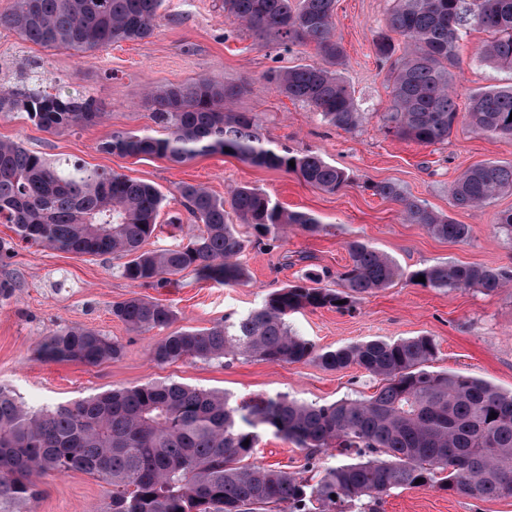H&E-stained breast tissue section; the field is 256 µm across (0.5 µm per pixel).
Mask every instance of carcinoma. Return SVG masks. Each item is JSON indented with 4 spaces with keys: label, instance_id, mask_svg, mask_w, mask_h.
<instances>
[{
    "label": "carcinoma",
    "instance_id": "obj_1",
    "mask_svg": "<svg viewBox=\"0 0 512 512\" xmlns=\"http://www.w3.org/2000/svg\"><path fill=\"white\" fill-rule=\"evenodd\" d=\"M388 27L409 51L394 58L395 44L373 38L378 61L390 63L391 106L387 133L422 145L448 138L458 113L453 69L461 33L482 28L493 35L481 60L512 68V0H393ZM165 0H16L0 26L46 49L89 53L151 37ZM224 16L283 49L314 45L321 64L278 71L268 81L305 103L336 128L361 122L350 87L338 67L344 50L333 27L335 0H223ZM239 90L209 77L153 90L152 118L162 129L114 131L100 149L118 157H152L185 163L224 153L257 167L293 173L306 184L336 192L350 176L312 152L277 146L255 118L230 108ZM24 112L41 130L60 134L103 121L91 96L68 86L47 92L0 89V112ZM471 128L512 137V86L470 96ZM295 166H290L289 161ZM399 202L405 220L434 237L464 243L471 236L394 183L368 185ZM192 227L185 243L145 251L156 232L165 196L155 186L115 170L52 161L15 141H0V223L10 224L31 246L77 256L125 259L121 275L139 286H165L192 269L226 286L246 282L239 257L290 227L310 235L324 230L317 217L289 211L255 187L224 198L193 184L178 187ZM512 192V163L470 167L451 187L453 206L474 208ZM350 264L336 273L341 289L323 288L329 273L308 270L298 283L276 289L261 306L210 328H188L165 337L153 359L260 358L314 362L329 370L359 367L383 381L365 400L332 404L286 397L231 401L225 394L178 382H148L102 395L25 408L0 388V512L37 494L35 478L81 471L112 486L109 512H343L345 503L378 502L399 488H440L477 498L512 497V393L488 382L428 369L436 356L430 336L371 339L319 348L294 333L288 317L302 309L349 312L357 300L404 276L390 256L367 242L347 243ZM443 291L479 288L494 293L512 279L497 269L442 262L413 271L410 280ZM112 316L130 331L162 330L176 319L171 305L130 296L112 304ZM119 342L84 326L50 331L38 354L45 362L97 366L120 357ZM497 417L490 418L491 414ZM272 431L315 455L330 448L347 460L328 466L315 482L281 468L251 463L262 433ZM421 483H415V480Z\"/></svg>",
    "mask_w": 512,
    "mask_h": 512
}]
</instances>
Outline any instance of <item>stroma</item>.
Returning <instances> with one entry per match:
<instances>
[{
  "label": "stroma",
  "mask_w": 512,
  "mask_h": 512,
  "mask_svg": "<svg viewBox=\"0 0 512 512\" xmlns=\"http://www.w3.org/2000/svg\"><path fill=\"white\" fill-rule=\"evenodd\" d=\"M392 0H336V36L344 49L341 72L363 114L358 128L344 131L328 125L307 105L279 94L267 77L298 64H318L314 47L286 52L259 40L224 16L222 0H166L154 35L122 42L95 52L46 50L23 41L0 26V87H33L32 73L42 67L57 85H75L102 104L106 117L98 125L51 135L23 112L0 113V140H13L49 159L69 158L90 168H107L153 184L167 197L159 226L147 248L176 244L171 216H185L177 192L187 183L228 198L235 188L257 187L284 208L314 214L324 230L309 235L293 230L280 239L248 248L241 261L248 284L224 286L186 271L165 287L137 286L122 277L121 262L110 255L76 256L20 242L10 225L0 223V241L13 252L0 265V281L16 282L10 300L0 301V387L26 408L65 403L150 381L180 382L223 391L233 400L288 396L330 404L363 399L378 388L377 378L351 367L329 370L313 362L285 363L249 359H184L156 364L154 346L162 330L137 334L111 313L114 302L139 295L172 305V331L204 328L247 315L268 293L296 283L309 267L330 273L324 287L338 288L335 274L350 261L347 243L368 242L395 259L405 272L387 288L364 295L354 313L332 308L306 309L288 318L291 328L321 348H337L368 339L434 337L438 350L432 370L481 378L512 392V283L486 294L478 289L443 292L409 281L407 274L441 262L480 264L512 274V236L497 217L512 209V193L491 203L459 209L450 188L468 168L512 162V137L474 132L458 115L447 139L421 145L386 134L390 105L388 67L377 61L372 40L384 29ZM487 32L471 28L457 46L459 66L454 87L459 106L472 93L512 85V69L482 62ZM207 76L243 86L232 108L254 114L266 137L293 150H311L345 169L350 183L331 193L306 185L281 170L252 166L237 158L213 154L177 164L165 159L121 158L100 151L113 131L153 127L155 106L149 90ZM392 182L406 194L425 200L438 213L470 225L468 242L449 243L407 223L398 202L373 195L367 183ZM97 329L118 341L119 359L97 366L44 362L38 357L46 334L67 326ZM253 461L299 476H318L337 463L323 452L311 465L305 449L270 432L263 433ZM36 498L21 512H107L111 487L97 476L72 471L36 480ZM377 512H512V497L473 498L438 489H397L376 506Z\"/></svg>",
  "instance_id": "stroma-1"
}]
</instances>
